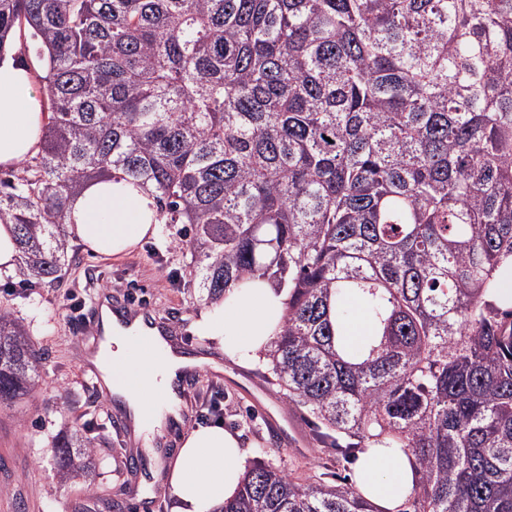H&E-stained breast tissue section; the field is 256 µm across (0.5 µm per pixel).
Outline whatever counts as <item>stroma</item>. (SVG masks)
<instances>
[{
	"label": "stroma",
	"mask_w": 512,
	"mask_h": 512,
	"mask_svg": "<svg viewBox=\"0 0 512 512\" xmlns=\"http://www.w3.org/2000/svg\"><path fill=\"white\" fill-rule=\"evenodd\" d=\"M182 248V238L158 236L115 260L82 247L80 262L63 287L10 298L0 291V303L8 302L15 316L23 318L32 341L46 354L30 396L0 408V512H82L83 505L103 500L118 503L120 512H132L133 500L145 496L160 497L162 512H171V500L153 475L155 462L147 457L139 469L128 467L111 427L106 430L108 444L95 449L88 476L64 484L57 475L54 437L72 435L82 429L88 413L104 415L115 406L109 394L95 390L81 360L90 343L78 331L94 280L172 319L197 350L216 355L221 371L207 369L196 376L186 401L193 423L222 421L240 434L249 460L269 461L304 477L316 471L324 451L315 427L265 382V361L242 363L216 354L212 342L196 335L194 321L210 300L205 289L174 285V278L184 273ZM214 400L222 416L203 414V403Z\"/></svg>",
	"instance_id": "stroma-1"
}]
</instances>
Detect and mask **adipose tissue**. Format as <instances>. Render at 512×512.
I'll list each match as a JSON object with an SVG mask.
<instances>
[{
	"label": "adipose tissue",
	"instance_id": "ef3b65f1",
	"mask_svg": "<svg viewBox=\"0 0 512 512\" xmlns=\"http://www.w3.org/2000/svg\"><path fill=\"white\" fill-rule=\"evenodd\" d=\"M48 115L43 110L35 78L16 62L0 64V167H15L35 155L42 144ZM158 226L156 204L142 188L127 181L102 177L88 183L73 201L66 218L68 234L94 253L115 259L153 237ZM286 293L262 279L235 288L225 299L199 313L196 328L220 352L242 362L263 357L285 310ZM108 360L92 356L112 396L129 414L154 403L149 425H136L135 435L150 445L151 435L181 417V399L173 383L188 367L203 360L158 342L154 352L156 384L167 393L153 399L150 390H133L120 379L121 369L140 358L129 329L113 326L100 342ZM246 452L238 433L223 424L198 425L182 437L173 459L159 463L158 474L175 502V512H218L224 500L236 495L246 473ZM350 483L378 512H404L415 485L416 464L400 448H365L351 466Z\"/></svg>",
	"mask_w": 512,
	"mask_h": 512
}]
</instances>
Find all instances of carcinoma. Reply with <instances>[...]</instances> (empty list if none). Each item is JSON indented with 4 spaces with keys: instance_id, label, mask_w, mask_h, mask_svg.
<instances>
[{
    "instance_id": "carcinoma-1",
    "label": "carcinoma",
    "mask_w": 512,
    "mask_h": 512,
    "mask_svg": "<svg viewBox=\"0 0 512 512\" xmlns=\"http://www.w3.org/2000/svg\"><path fill=\"white\" fill-rule=\"evenodd\" d=\"M25 35L50 116L0 176L7 289L63 284L68 207L114 173L189 225L183 287L288 289L266 379L334 455L256 464L221 512H374L330 482L369 446L414 457L410 512H512V0H0V63ZM43 360L0 306V407ZM53 453L65 479L92 446ZM20 254L14 225L0 224V281L3 286L8 277L15 275ZM350 321L346 328V342L353 349H365L371 343L375 327L368 319L365 306L359 296H354L349 302Z\"/></svg>"
}]
</instances>
